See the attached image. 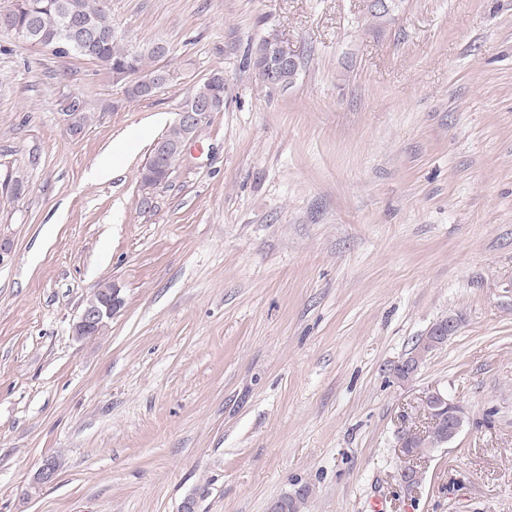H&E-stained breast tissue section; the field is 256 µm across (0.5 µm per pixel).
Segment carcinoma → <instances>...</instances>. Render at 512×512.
<instances>
[{
	"instance_id": "obj_1",
	"label": "carcinoma",
	"mask_w": 512,
	"mask_h": 512,
	"mask_svg": "<svg viewBox=\"0 0 512 512\" xmlns=\"http://www.w3.org/2000/svg\"><path fill=\"white\" fill-rule=\"evenodd\" d=\"M6 24L11 28H26L31 30L33 38L29 43L40 45L57 57H81V44H66L61 38L63 17L78 20L87 28L102 36L114 29L112 18L106 11L103 0H14L10 9L4 12ZM162 53L156 44L143 48H128L119 45L115 38H102L93 46L88 59L95 61L105 73L116 78L122 74L134 75L131 84L124 85L125 94L130 99H140L150 96L146 91L147 83H152L161 89L174 80L173 73L158 66ZM213 79L204 80L196 91L212 100L214 112L224 110V74L220 70L211 72ZM297 68L280 67L275 72L273 88L291 86L296 79ZM73 112V127L81 133L93 121L88 102L81 96L71 106ZM311 496V488L306 485L298 499L293 504L288 496L280 497V501L272 508V512H302Z\"/></svg>"
}]
</instances>
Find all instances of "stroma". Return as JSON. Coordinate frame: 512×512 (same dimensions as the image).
I'll return each instance as SVG.
<instances>
[{
	"mask_svg": "<svg viewBox=\"0 0 512 512\" xmlns=\"http://www.w3.org/2000/svg\"><path fill=\"white\" fill-rule=\"evenodd\" d=\"M147 99L0 33V512H512V0H106ZM299 58L268 89L246 51ZM168 181L139 171L213 70ZM84 97L71 137L60 112ZM116 173L94 177L103 155ZM105 280L124 306L70 327ZM415 375L393 367L439 321ZM465 412L400 481L422 396ZM55 482L34 489L42 461ZM214 76L209 81V77ZM208 96L212 100V112H220L224 109V74L220 70H214L194 91ZM75 101L70 97L66 100L63 109L68 110L71 106V112H73V127L76 132L82 133L84 129L93 121L94 113L91 112L88 102L81 96H75Z\"/></svg>",
	"mask_w": 512,
	"mask_h": 512,
	"instance_id": "obj_1",
	"label": "stroma"
}]
</instances>
